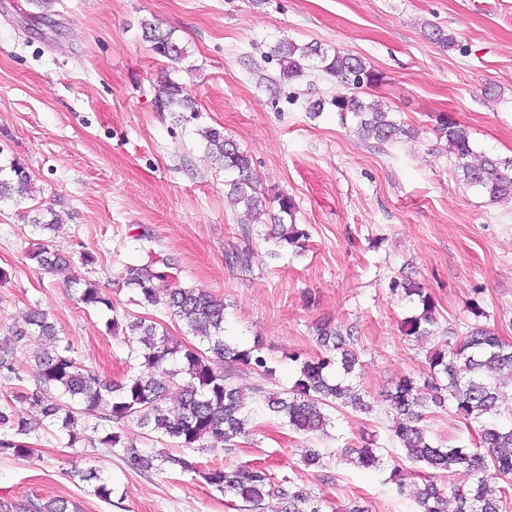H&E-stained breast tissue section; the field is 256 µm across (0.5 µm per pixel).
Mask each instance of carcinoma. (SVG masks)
Returning <instances> with one entry per match:
<instances>
[{
    "label": "carcinoma",
    "mask_w": 512,
    "mask_h": 512,
    "mask_svg": "<svg viewBox=\"0 0 512 512\" xmlns=\"http://www.w3.org/2000/svg\"><path fill=\"white\" fill-rule=\"evenodd\" d=\"M143 37L151 43L154 53L177 65L188 57L187 48L174 38L173 31L163 30L150 20L141 22ZM428 39L450 50L458 47L455 36L437 26H430ZM271 56L280 63V80L293 81L304 76L311 61L326 75L352 87L348 95L330 101H311L306 106L317 116L325 106L340 116L356 120L358 134L364 139L389 143L408 133L391 109L380 103H367L362 94L378 85L382 74L367 66L358 56L334 48L325 49L317 43L298 44L280 39L270 48ZM154 106L158 112H185L192 109V100L183 85L165 80L154 89ZM436 131L445 140L448 154L461 172L466 185L475 187L496 202L512 201V158H493L476 154L468 129L448 112L436 116ZM208 158L224 169H234L238 177L229 183V197L242 205L254 220L261 215L262 199L253 176L251 156L224 131L208 128L203 131ZM12 175L0 177V203L19 204L29 198L31 175L27 168L15 163ZM283 218L275 235L281 248L297 247L305 232L285 219L293 217L296 206L287 196L278 197ZM38 267L54 270L69 263L61 253L43 244L28 255ZM253 249L247 244L226 255L228 265L243 272L251 270ZM124 284L134 291V302L141 308L162 307L166 314L180 321L199 344L180 341L170 336L161 322L142 317L127 324L114 318L109 322L112 334L129 331L130 357L139 361L140 370L120 383H108L96 371L84 367L72 357L71 344L58 337L48 314L34 308L24 324L9 329L0 338V382L23 380L16 364V352L26 350L39 341L48 346L35 352L34 389L26 392L25 401L40 410L51 426H59L74 446L86 426L81 417L94 413L107 424L122 426L135 422L179 447L204 451L214 443L233 450L240 439H247L255 418L248 408L247 397L232 379L237 368L247 367L270 375L259 346L233 347L224 340V299L204 288H186L177 284L169 272L166 259L152 251L146 257L125 266ZM71 283L83 285L80 300L92 308L112 309V301L102 294L90 279L73 276ZM167 284L166 294L157 292ZM402 290L408 297H417L420 312L406 321V332L413 336L434 335L437 324L436 307L425 288L406 283ZM355 337L350 329L323 326L318 341L325 352L313 358L292 354L298 377L293 386L280 394L263 395L265 412L281 417L293 430L303 434H326L331 425L330 412L344 408L368 410L369 404L349 380L358 364L352 350ZM429 375L423 383L404 375L386 395L387 410L392 415L391 438L405 458L421 466L418 472L394 469L390 481L400 496L414 501L417 512H503L506 492L495 485V478L512 475V427L488 420L498 414L507 388L512 387V343L495 332L477 328L454 341L445 340L428 355ZM451 406L465 420L480 424L475 447L443 446L432 440L422 425L434 408ZM40 425L10 411L0 410V454L24 458L34 452L30 443L18 436L38 432ZM99 443L111 450L121 449L128 467L139 473L151 470L195 472L198 463L190 457L145 455L134 445L123 441L117 432H108ZM356 463L373 468L380 463L374 442L365 441L354 450ZM463 469L471 474L468 488L444 489L434 482L431 473L449 474ZM203 479L218 491L242 501L253 512L262 509L265 500L278 499L283 512H324L323 499L308 492L291 478L272 480L262 468L249 465L216 467L203 472ZM84 480L95 481L94 493L110 499L112 488L101 481L98 471L89 469ZM11 512H81L80 506L64 498H34L11 506Z\"/></svg>",
    "instance_id": "cac0c4a2"
}]
</instances>
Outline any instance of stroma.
<instances>
[{"instance_id": "stroma-1", "label": "stroma", "mask_w": 512, "mask_h": 512, "mask_svg": "<svg viewBox=\"0 0 512 512\" xmlns=\"http://www.w3.org/2000/svg\"><path fill=\"white\" fill-rule=\"evenodd\" d=\"M145 19L187 47L178 67L144 40ZM429 22L453 33L459 49L428 40ZM282 38L352 53L382 72L364 99L392 108L409 136L380 144L331 110L310 118L308 101L347 88L315 69L280 81L268 51ZM166 79L186 86L196 113L156 111L154 89ZM441 112L469 130L477 152L512 157V0H0V167L24 163L34 190L22 204H0V336L42 308L79 363L123 380L128 348L106 322L141 312L122 285L125 264L161 254L182 285L223 297L225 337L260 343L274 369L234 378L262 417L253 439L230 452L215 445L196 460L265 468L329 508L357 498L370 512H416L390 480L401 453L382 395L401 375L422 376L442 338L406 335L417 304L392 282L422 283L441 330L487 327L512 341V202H491L458 179L435 130ZM206 127L223 129L251 156L266 198L261 221L226 197L235 174L207 158ZM283 193L307 234L299 252H276L271 237ZM37 208L60 214L61 228L36 229ZM245 224L254 251L247 273L225 262ZM47 240L71 266L44 271L29 260ZM83 252L94 254L88 277L112 310L79 301L70 279ZM323 322L354 331L352 379L371 409L334 413L326 434L307 436L263 417L252 389L291 387L296 367L287 355L320 354L315 327ZM17 364L23 379L0 384V408L40 421L21 399L33 386L30 353L18 352ZM82 422L75 446L52 426L34 439V454L0 455V504L38 496L77 501L83 512H235L237 500L200 477L131 471L100 444L97 418ZM426 427L447 445L478 440V424L450 408L430 414ZM366 434L381 457L371 469L344 454ZM311 448L321 460L307 467ZM91 467L112 487L110 500L83 481Z\"/></svg>"}]
</instances>
